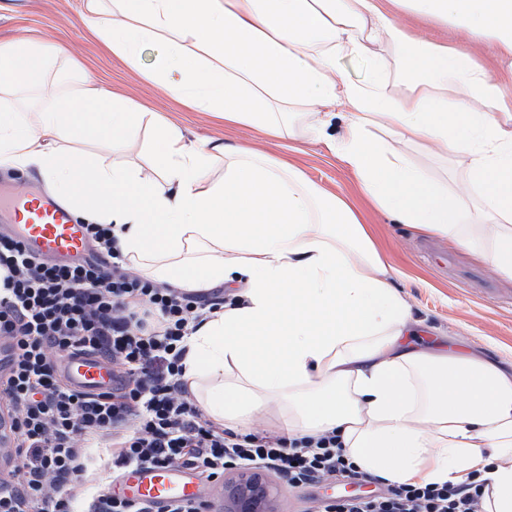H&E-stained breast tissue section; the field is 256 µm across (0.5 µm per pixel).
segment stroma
<instances>
[{
    "mask_svg": "<svg viewBox=\"0 0 512 512\" xmlns=\"http://www.w3.org/2000/svg\"><path fill=\"white\" fill-rule=\"evenodd\" d=\"M44 45L50 65L47 86L71 78L104 83L127 98L165 115L187 139L225 142L268 154L298 166L313 182L349 198L370 224L388 265L396 270L393 283L413 314V344L434 353L474 354L503 369L512 368V281L445 238L394 223L362 198L356 179L324 145L295 135L272 143L262 134L225 126L209 113L192 109L165 94L142 71L97 49L82 18V0H0V42ZM81 71H73L72 61ZM80 159L127 160L150 168L153 145L146 131L132 134L125 151L113 152L104 141L73 137L62 144ZM265 481L277 496L280 512H311L321 500L357 492L350 479L336 477L293 487L273 473Z\"/></svg>",
    "mask_w": 512,
    "mask_h": 512,
    "instance_id": "35a3bbf8",
    "label": "stroma"
}]
</instances>
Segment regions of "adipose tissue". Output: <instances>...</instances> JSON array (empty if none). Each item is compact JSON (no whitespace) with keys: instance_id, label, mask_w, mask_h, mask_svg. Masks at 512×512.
I'll list each match as a JSON object with an SVG mask.
<instances>
[{"instance_id":"adipose-tissue-1","label":"adipose tissue","mask_w":512,"mask_h":512,"mask_svg":"<svg viewBox=\"0 0 512 512\" xmlns=\"http://www.w3.org/2000/svg\"><path fill=\"white\" fill-rule=\"evenodd\" d=\"M97 45L186 105L281 139L300 126L394 221L451 239L512 277V0H84ZM407 11L490 44L506 80L416 37ZM367 62L364 80L339 61ZM34 43L0 44V88L42 81ZM399 67L411 85L393 96ZM349 115L341 137L328 129ZM148 127L159 178L133 164L75 163L73 132L123 148ZM386 130L383 139L369 129ZM463 159L462 188L434 180L398 142ZM224 174L210 175L216 158ZM0 167L37 173L87 224L111 226L126 262L188 292L236 285L185 341L183 381L206 418L251 433L336 432L360 473L389 483L485 481L512 512V371L406 348L410 306L360 214L297 167L78 81L41 108L0 113Z\"/></svg>"}]
</instances>
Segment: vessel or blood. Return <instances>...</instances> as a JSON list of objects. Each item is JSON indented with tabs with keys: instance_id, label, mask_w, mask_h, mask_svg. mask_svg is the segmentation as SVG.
Listing matches in <instances>:
<instances>
[{
	"instance_id": "obj_1",
	"label": "vessel or blood",
	"mask_w": 512,
	"mask_h": 512,
	"mask_svg": "<svg viewBox=\"0 0 512 512\" xmlns=\"http://www.w3.org/2000/svg\"><path fill=\"white\" fill-rule=\"evenodd\" d=\"M0 225L21 239L30 252L51 260L84 255L87 241L67 207L30 189L0 194ZM57 367L72 389L86 394L111 390L115 384L112 365L105 358L74 351L63 356ZM118 492L132 500H145L166 512L168 506L201 497L194 472L183 466L127 471Z\"/></svg>"
}]
</instances>
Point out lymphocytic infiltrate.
I'll return each instance as SVG.
<instances>
[{
    "label": "lymphocytic infiltrate",
    "instance_id": "obj_1",
    "mask_svg": "<svg viewBox=\"0 0 512 512\" xmlns=\"http://www.w3.org/2000/svg\"><path fill=\"white\" fill-rule=\"evenodd\" d=\"M89 257L59 263L29 254L0 229V371L16 463L0 479V512H75L87 448L112 443L115 472L183 465L208 480L233 470L277 474L290 485L359 479L335 433L290 439L238 435L206 420L186 397V336L224 302L223 288L186 292L134 274L114 250L111 227H84ZM98 353L116 370L112 391L69 389L56 361ZM316 512H488L483 483L391 484L382 495L324 500Z\"/></svg>",
    "mask_w": 512,
    "mask_h": 512
}]
</instances>
